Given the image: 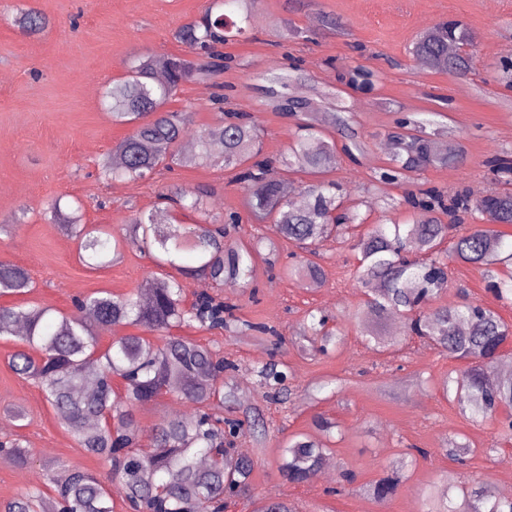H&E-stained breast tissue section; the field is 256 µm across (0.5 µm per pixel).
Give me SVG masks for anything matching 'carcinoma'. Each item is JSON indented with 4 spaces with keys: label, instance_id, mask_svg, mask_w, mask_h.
<instances>
[{
    "label": "carcinoma",
    "instance_id": "cac0c4a2",
    "mask_svg": "<svg viewBox=\"0 0 512 512\" xmlns=\"http://www.w3.org/2000/svg\"><path fill=\"white\" fill-rule=\"evenodd\" d=\"M256 0H211L197 22L180 26L173 34L194 57L151 54L133 61L119 80L103 91V105L112 120L130 127L115 149L103 155L98 174L106 181H140L161 169L202 164L234 165L235 183L243 191V205L255 223L274 224L276 238L263 233L242 247L224 242V224H236L239 215L220 220L211 213V192L177 188L164 195L165 209L140 212L116 234L109 224H87L82 208L67 211L54 203V221L77 243L78 256L99 270L123 255L124 243L136 239L157 270L150 271L137 290L114 295L97 291L78 300L75 311L63 313L35 303L0 305V338H15L18 349L9 359L10 369L40 389L77 447L110 464L111 481L134 512H224L231 494L247 490L253 459L238 451L236 440L248 433L261 445L266 439L263 407L242 408V416L221 417L216 411L236 405L233 384L238 364L193 340L172 334L192 326L209 331H231L240 326L278 336L265 324L237 319V306L211 288H247L253 280V263L261 249L274 252L278 242L298 245L316 254L332 236L354 231L352 249L358 254L351 273L354 285L365 289L364 302L348 312L347 320L361 330L365 345L380 352L400 344L397 336L383 334L378 324L385 318L405 320L404 334L415 336L439 356L454 363L442 383L462 412L473 418H493L501 411L499 438L512 440V374L488 382L489 373L505 358L503 346L512 337V324L494 309L474 302L448 305L440 302L448 288V257L483 270L497 300L512 304V251L506 233L512 226V191H491L474 199L460 188L451 194L426 190L406 194L401 205L414 211L411 223L389 219L365 225L358 213L340 211L336 181L326 178L335 152L326 130L318 125L315 102L305 90V76L296 69L261 75L258 92L283 115L296 121L297 133L288 157L276 160L262 153L261 133L251 117L224 109L226 96L219 82L228 57L224 45L245 32ZM231 5L236 16L222 8ZM14 26L26 35L43 31L49 19L39 9L21 8ZM476 40L458 20L437 22L424 29L411 54L423 70L464 77L476 61ZM198 77L219 89L212 104L219 113L216 124L202 131L197 149L186 156L179 150L189 112L171 111L167 104L181 84ZM332 128L346 144L360 151L363 144L353 127V112L344 104L328 113ZM441 112H417L397 120L388 133L389 168L375 175L385 181H409L428 166L464 160L460 137L451 134L447 148L435 151L434 136L444 127ZM299 166L310 176L302 186L304 204L292 205L282 193L284 169ZM494 180L512 183V158L503 155L491 165ZM174 212L189 213L183 224ZM481 221L463 227L465 217ZM448 220H443V217ZM449 248L442 249L444 243ZM169 266L179 275L207 284L190 305L184 304L181 282L158 269ZM280 274L310 288L325 282L316 262L285 265ZM33 288L24 267L0 260V296H23ZM329 317L311 310L303 321L300 349L305 354L325 353L342 344L339 330L327 327ZM118 327H135L138 334H115ZM114 332L104 351L99 336ZM165 337L161 345L150 336ZM259 384L273 402L290 395L288 375L275 362L253 368ZM123 381V392L112 380ZM163 395L181 397L193 405L189 418L165 417L155 427L150 445L142 447L134 410ZM315 432L297 433L282 448L279 470L291 483H303L326 459L336 422L313 419ZM467 440H450L440 452L461 461L469 451ZM0 453L17 464L31 462L32 452L19 439L0 442ZM413 458L404 456L382 467L381 476L364 487L375 501L400 490ZM48 490L39 487L8 502L0 512H113L108 485L96 475L58 462L49 469ZM456 485L443 477L423 494L425 512H512V498L499 496L487 480H477L452 495ZM254 512H296L288 500L262 498Z\"/></svg>",
    "mask_w": 512,
    "mask_h": 512
}]
</instances>
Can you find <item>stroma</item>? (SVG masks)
Returning <instances> with one entry per match:
<instances>
[{
  "instance_id": "stroma-1",
  "label": "stroma",
  "mask_w": 512,
  "mask_h": 512,
  "mask_svg": "<svg viewBox=\"0 0 512 512\" xmlns=\"http://www.w3.org/2000/svg\"><path fill=\"white\" fill-rule=\"evenodd\" d=\"M29 4L51 21L50 28L31 38L13 25L17 8ZM208 5L209 0H0V222L21 220L10 235H0V260L28 269L35 287L27 301L69 313L74 298L98 290L134 291L151 265L139 243L131 241L118 263L100 270L85 267L75 241L50 221L49 207L58 198L80 200L86 223L118 228L129 223L134 210L155 209L166 189L207 186L214 191V214L241 215L230 243H248L251 221L243 213V193L233 181V170L180 167L135 182H106L97 176L98 159L130 132L103 108L104 87L123 77L136 58L154 53L190 56L173 33L199 19ZM326 13L346 26L347 36L321 31L315 20ZM283 19L302 30V37H281L276 27ZM446 19L461 20L478 36L475 68L463 79L420 71L410 53L426 27ZM224 53L229 60L221 80L229 106L253 116L270 156L286 151L292 122L264 104L253 74L297 64L309 74L307 91L316 98L357 66L378 73L371 92L346 97L365 149L355 160L343 150L335 152L328 176L341 184L345 207L379 191L388 198L406 191L450 192L477 185L488 192L495 187L488 161L512 153V89L500 82L502 63L512 61V0H257L246 33L226 45ZM214 92L210 84L190 79L171 102V109H189V137L214 124ZM428 111L444 112L453 130L463 134L465 160L428 167L409 184L378 188L374 174L389 161L386 133L404 114ZM318 261L326 274L318 288L279 277L263 254L254 268L252 288L225 289L240 319L275 326L279 337L183 331L240 362L235 375L239 381L252 379L257 362L273 359L287 365L294 383L345 380L341 392L326 389L314 400L294 394L284 406L268 402L263 389L254 388L252 402L265 406L267 443L259 449L244 443V450L255 457L250 492L229 503L225 512H253L255 499L268 495L293 500L300 512H423L422 489L443 474L462 483L481 478L498 489L512 487V442L495 444L498 421L467 419L442 392L450 362L419 347L414 338L408 349L395 354L363 344L359 327L346 318L365 299L363 289L351 285L354 251L329 240ZM450 268L444 301L468 298L498 308L512 323V306L498 304L480 268L458 261ZM311 308L327 312L343 328L339 350L325 356L298 351L296 331ZM14 349L13 341L0 339V439H21L31 448L33 462L19 466L0 457V502L43 485L47 463L58 459L108 479L109 464L76 448L39 388L11 371L8 356ZM10 407L24 411L22 425L7 416ZM319 414L339 425L330 455L335 474L289 483L279 472L280 445L289 434L312 432V419ZM460 435L471 447L461 464L439 452L445 439ZM414 446L427 449L428 455L417 458L397 495L383 502L367 497L362 487L380 476L381 464ZM342 471L352 472L356 482L342 494H331L335 475Z\"/></svg>"
}]
</instances>
